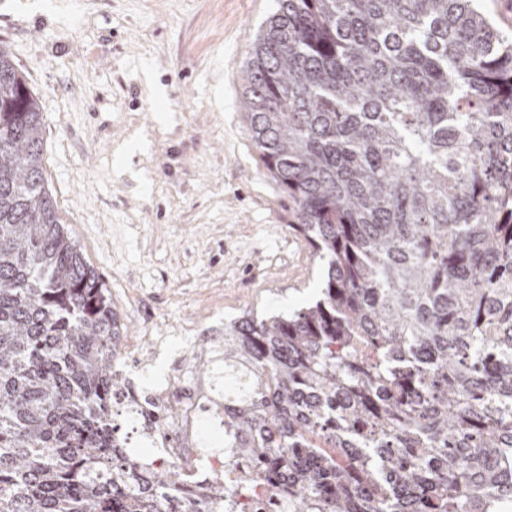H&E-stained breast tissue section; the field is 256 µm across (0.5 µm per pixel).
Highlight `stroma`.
Wrapping results in <instances>:
<instances>
[{
	"label": "stroma",
	"instance_id": "1",
	"mask_svg": "<svg viewBox=\"0 0 512 512\" xmlns=\"http://www.w3.org/2000/svg\"><path fill=\"white\" fill-rule=\"evenodd\" d=\"M277 0H0V42L36 94L46 178L124 336L164 368L224 326L306 307L324 264L265 173L242 105Z\"/></svg>",
	"mask_w": 512,
	"mask_h": 512
}]
</instances>
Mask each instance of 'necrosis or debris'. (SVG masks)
Masks as SVG:
<instances>
[{"label": "necrosis or debris", "mask_w": 512, "mask_h": 512, "mask_svg": "<svg viewBox=\"0 0 512 512\" xmlns=\"http://www.w3.org/2000/svg\"><path fill=\"white\" fill-rule=\"evenodd\" d=\"M169 352L166 337L141 336L129 342L126 357L115 360L112 371V405L124 418L114 431L130 426L154 445V468L177 474L175 488L155 495L163 512H287V482L225 447L224 414L212 408V380L180 372L153 376L155 363ZM133 364L152 378L147 395L134 385ZM218 485L226 496H215Z\"/></svg>", "instance_id": "necrosis-or-debris-1"}]
</instances>
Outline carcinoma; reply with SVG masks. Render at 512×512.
I'll return each instance as SVG.
<instances>
[{
    "label": "carcinoma",
    "mask_w": 512,
    "mask_h": 512,
    "mask_svg": "<svg viewBox=\"0 0 512 512\" xmlns=\"http://www.w3.org/2000/svg\"><path fill=\"white\" fill-rule=\"evenodd\" d=\"M243 105L327 277L224 326L227 444L288 476V512H512V37L476 0H278ZM120 340L0 43V512H136L175 485L122 480Z\"/></svg>",
    "instance_id": "cac0c4a2"
}]
</instances>
